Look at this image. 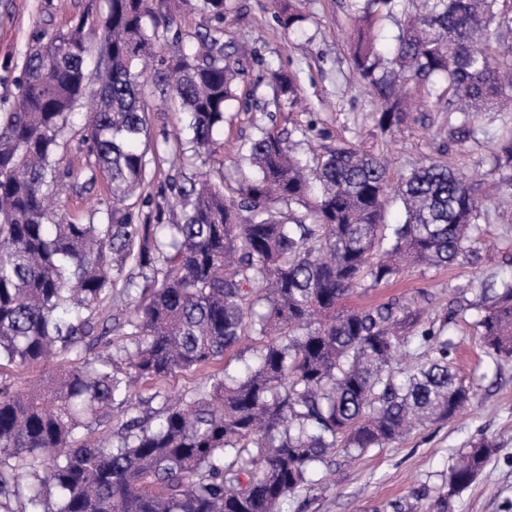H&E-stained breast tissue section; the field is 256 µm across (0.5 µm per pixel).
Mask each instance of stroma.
<instances>
[{
	"label": "stroma",
	"instance_id": "1",
	"mask_svg": "<svg viewBox=\"0 0 512 512\" xmlns=\"http://www.w3.org/2000/svg\"><path fill=\"white\" fill-rule=\"evenodd\" d=\"M287 3L305 18L302 34L289 33L278 21L280 8ZM346 3L228 0L224 38L243 46L251 79L257 80L271 66L296 73L303 106L275 111L269 102L271 91L263 84L257 85L247 104L234 105L218 137L224 182L234 186L251 176L240 147L260 125L289 138L295 156L308 165L316 155L349 142L386 157L394 182L431 160L495 182L497 194L479 207L468 260L406 267L395 281L346 301L350 307H365L392 298L410 300L424 323L443 328L451 344L448 361L476 399L455 419L428 424L392 445L368 449L354 459L333 454L319 484L296 493L288 512H512V358L488 353L474 309L484 291L512 278V168L494 162L496 137L512 127V111L464 117L447 111L445 101L425 96L399 132L384 134L374 120V92L358 81L350 66L353 31ZM154 4L172 16V27L184 43L211 26L202 0ZM104 10L105 0H0V113L13 111L18 102L24 54L35 33L53 34L74 18L88 16L84 36L96 54L102 33L95 20ZM148 103L157 175L144 193L165 207V219L173 220L180 213L166 208L172 158L167 143L188 139V116L177 102L163 101L156 92ZM463 120L474 130L476 142L450 138V126ZM483 435L494 441L495 448L482 472L469 487L451 490L450 469Z\"/></svg>",
	"mask_w": 512,
	"mask_h": 512
}]
</instances>
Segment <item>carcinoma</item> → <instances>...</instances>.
I'll return each mask as SVG.
<instances>
[{"label": "carcinoma", "mask_w": 512, "mask_h": 512, "mask_svg": "<svg viewBox=\"0 0 512 512\" xmlns=\"http://www.w3.org/2000/svg\"><path fill=\"white\" fill-rule=\"evenodd\" d=\"M366 2L352 15L350 59L377 95L382 130L400 128L411 88L438 92L462 114L512 104V61L488 38L512 32L508 0H409L390 57L372 31L394 0ZM204 7L216 25L198 47L176 33L175 49L159 55L172 21L153 0H106L92 89L85 16L33 35L19 107L0 113V369L79 357L32 390L0 378L3 512L13 501L33 512H286L336 450L382 448L475 399L448 366V340L418 328L411 302L342 303L396 278L403 260L467 259L480 184L431 161L392 187L383 158L345 144L307 173L288 140L263 129L241 146L253 177L224 189L215 134L247 69L224 43L226 0ZM148 59L147 75L139 64ZM152 84L191 117L192 154L174 149L178 167L208 166L180 186L172 224L143 221L151 199L140 190L156 173L139 150ZM268 86L275 109L295 107L296 75L272 70ZM87 95L94 107L77 128ZM75 136L79 162L59 155ZM99 179L105 221L75 223L51 208L60 189L81 195ZM391 194L401 224L384 221ZM111 294L122 305L104 318ZM478 313L487 349L511 358L512 280L484 293ZM114 332L126 343L111 352ZM415 341L429 354L403 375L396 365ZM245 350L252 363L227 376L224 358ZM183 371L200 373L199 385L133 415L142 386ZM111 420L107 439L80 436ZM493 447L471 443L449 484L471 485Z\"/></svg>", "instance_id": "obj_1"}]
</instances>
